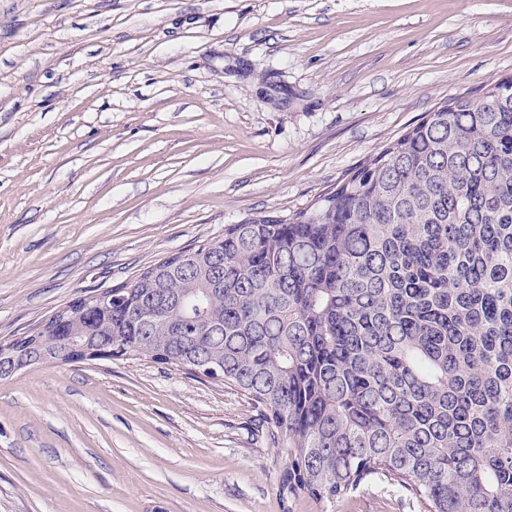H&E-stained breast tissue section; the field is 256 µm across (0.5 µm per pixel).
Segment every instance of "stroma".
<instances>
[{"mask_svg":"<svg viewBox=\"0 0 512 512\" xmlns=\"http://www.w3.org/2000/svg\"><path fill=\"white\" fill-rule=\"evenodd\" d=\"M512 78V0H0V341L303 210ZM234 386L151 361L0 378V512H321ZM332 512H424L375 481Z\"/></svg>","mask_w":512,"mask_h":512,"instance_id":"stroma-1","label":"stroma"}]
</instances>
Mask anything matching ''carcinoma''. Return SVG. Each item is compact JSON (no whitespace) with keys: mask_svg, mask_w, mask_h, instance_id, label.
Wrapping results in <instances>:
<instances>
[{"mask_svg":"<svg viewBox=\"0 0 512 512\" xmlns=\"http://www.w3.org/2000/svg\"><path fill=\"white\" fill-rule=\"evenodd\" d=\"M70 301L0 365L75 361L71 337L203 359L288 456L282 497L388 481L426 512H512V81L458 95L286 219Z\"/></svg>","mask_w":512,"mask_h":512,"instance_id":"cac0c4a2","label":"carcinoma"}]
</instances>
